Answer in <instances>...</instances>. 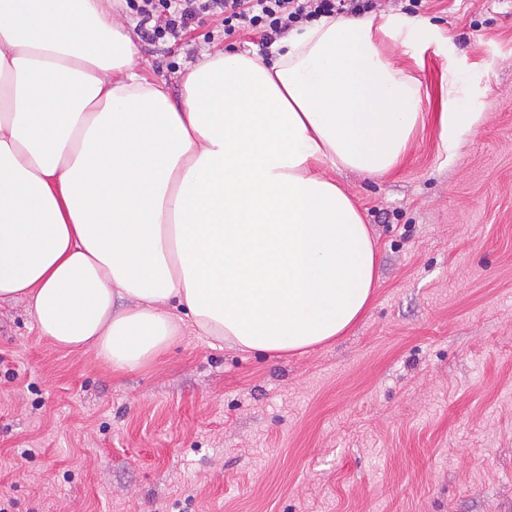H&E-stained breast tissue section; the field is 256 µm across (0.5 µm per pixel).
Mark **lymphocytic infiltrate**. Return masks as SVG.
Listing matches in <instances>:
<instances>
[{"mask_svg": "<svg viewBox=\"0 0 512 512\" xmlns=\"http://www.w3.org/2000/svg\"><path fill=\"white\" fill-rule=\"evenodd\" d=\"M129 7L155 41L179 38L190 21L207 15L219 20L225 36L255 35L266 46L304 21L371 12L375 0H131Z\"/></svg>", "mask_w": 512, "mask_h": 512, "instance_id": "lymphocytic-infiltrate-1", "label": "lymphocytic infiltrate"}]
</instances>
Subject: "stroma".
I'll return each mask as SVG.
<instances>
[{"instance_id":"35a3bbf8","label":"stroma","mask_w":512,"mask_h":512,"mask_svg":"<svg viewBox=\"0 0 512 512\" xmlns=\"http://www.w3.org/2000/svg\"><path fill=\"white\" fill-rule=\"evenodd\" d=\"M425 122L404 161L334 172L380 251L348 336L265 356L185 332L118 374L0 302V499L10 512H512V0H427ZM172 99L205 55L256 53L220 23L138 40ZM481 121L439 138L441 82Z\"/></svg>"}]
</instances>
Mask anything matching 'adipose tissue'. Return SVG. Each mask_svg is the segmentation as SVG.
<instances>
[{
	"label": "adipose tissue",
	"mask_w": 512,
	"mask_h": 512,
	"mask_svg": "<svg viewBox=\"0 0 512 512\" xmlns=\"http://www.w3.org/2000/svg\"><path fill=\"white\" fill-rule=\"evenodd\" d=\"M121 0H0V301L23 300L57 347L114 372L185 327L231 348L302 353L370 305L378 248L327 170L405 157L433 29L405 14L332 16L219 52L180 100L140 76ZM467 76L442 85L440 139L479 122Z\"/></svg>",
	"instance_id": "obj_1"
}]
</instances>
